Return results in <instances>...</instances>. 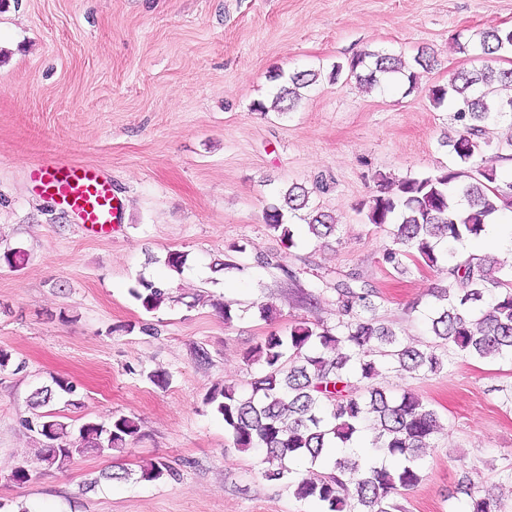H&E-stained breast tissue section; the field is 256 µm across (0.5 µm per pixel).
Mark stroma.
<instances>
[{"label": "stroma", "mask_w": 512, "mask_h": 512, "mask_svg": "<svg viewBox=\"0 0 512 512\" xmlns=\"http://www.w3.org/2000/svg\"><path fill=\"white\" fill-rule=\"evenodd\" d=\"M495 28H512V0H0V254L24 255L15 268L0 262V346L26 363L0 369V512H315L264 477L260 451L234 447L203 398L218 383L248 392L262 366L246 354L265 336L304 320L336 326L333 294L298 303L292 272L304 286L321 267L361 273L380 320L404 342L433 344L427 313L440 275L383 263L386 238L357 207L376 191L375 174L455 164L441 141L459 124L427 89L476 67L456 51L457 35ZM421 49L436 64L418 90L323 81L293 111L270 107L275 74L362 51L409 61ZM53 154L111 175L124 204L111 234L83 232L34 188L30 169ZM294 184L335 217L334 236L309 237L299 220L288 249L268 229L265 208ZM237 242L247 247L237 268L213 272ZM171 250L187 254L183 273L165 266ZM282 252L283 271L254 261ZM142 278L170 282L173 300L146 311L129 293ZM193 294L228 304L231 319L210 304L186 307ZM157 370L166 387L150 380ZM56 376L76 384L82 406L58 394L52 413L76 427L125 415L139 433L123 451L15 482L39 446L24 426L31 394ZM376 382L411 390L440 417L422 482L396 497L403 512H461L453 492L465 474L499 487L512 512V361L453 355L440 372L385 370ZM158 459L177 479L102 478Z\"/></svg>", "instance_id": "obj_1"}]
</instances>
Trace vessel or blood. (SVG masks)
Wrapping results in <instances>:
<instances>
[{"mask_svg":"<svg viewBox=\"0 0 512 512\" xmlns=\"http://www.w3.org/2000/svg\"><path fill=\"white\" fill-rule=\"evenodd\" d=\"M35 181L57 206L74 214L83 231L99 234L120 220L123 203L109 177L94 168L50 156L35 167Z\"/></svg>","mask_w":512,"mask_h":512,"instance_id":"1","label":"vessel or blood"}]
</instances>
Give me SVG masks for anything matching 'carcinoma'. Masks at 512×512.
I'll list each match as a JSON object with an SVG mask.
<instances>
[{
    "mask_svg": "<svg viewBox=\"0 0 512 512\" xmlns=\"http://www.w3.org/2000/svg\"><path fill=\"white\" fill-rule=\"evenodd\" d=\"M463 54L497 58L512 54V29H493L455 38ZM433 57L424 50L408 63L387 51H363L346 62L332 65V83L355 80L367 91L390 84L416 86L415 67L431 68ZM320 70L290 75L273 97L280 112L292 111L301 101V90L319 82ZM512 69L484 65L459 71L444 85L428 89L434 106L462 101L454 111L460 122L455 138L445 141L457 159L451 167L397 180L378 175L376 193L360 204L366 223L389 234L383 261L398 269L410 256L446 274L447 285L433 289L434 305L429 329L439 345L464 357L512 359V279L500 277L504 264L495 257L466 256L459 245L478 237L499 213L512 209V184L500 180V153L484 156L489 142L485 125L490 120L512 122ZM300 216L308 232L326 238L336 231L329 213L309 209L308 191L288 189L283 202L264 211L268 228L279 234L286 248L295 245L287 223ZM334 294L341 321L332 331L320 323L298 322L288 333L265 337L249 357L264 364L261 375L250 382V392L216 386L203 403L221 417L234 447L257 448L264 454V476L282 481L296 499L316 504L321 512H401L393 498L421 481V462L430 439L439 427L435 409L411 391L397 395L372 384L382 364L399 376L434 374L443 367V354L434 347L418 348L403 342L376 315L375 293L360 274L325 269L297 289L298 297L317 299L316 291ZM131 296L148 311L171 299L167 282L138 280ZM39 435L37 461L44 470L61 469L76 456L121 451L138 434L137 422L118 416L108 423L88 419L73 434L70 425L50 413L25 420ZM374 430L372 449L391 456L396 464L363 466L354 457L362 429ZM293 461L317 464L324 472L299 477ZM177 472L160 460L140 468L139 479L157 481ZM464 495L465 512H504L502 498L479 481L466 479L456 487Z\"/></svg>",
    "mask_w": 512,
    "mask_h": 512,
    "instance_id": "obj_1",
    "label": "carcinoma"
}]
</instances>
